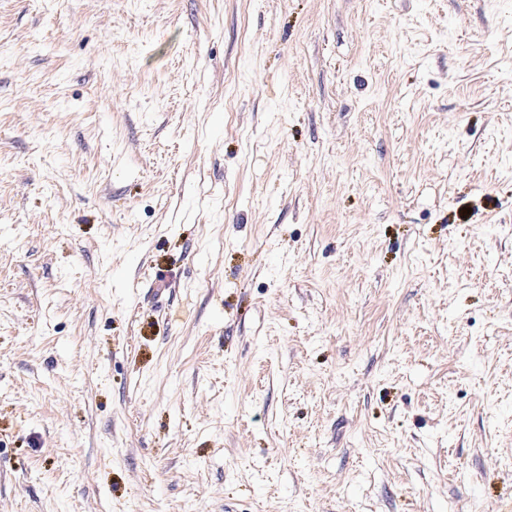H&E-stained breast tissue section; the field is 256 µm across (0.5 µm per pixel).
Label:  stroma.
<instances>
[{
  "label": "stroma",
  "instance_id": "35a3bbf8",
  "mask_svg": "<svg viewBox=\"0 0 512 512\" xmlns=\"http://www.w3.org/2000/svg\"><path fill=\"white\" fill-rule=\"evenodd\" d=\"M510 433L512 0H0V512H499Z\"/></svg>",
  "mask_w": 512,
  "mask_h": 512
}]
</instances>
